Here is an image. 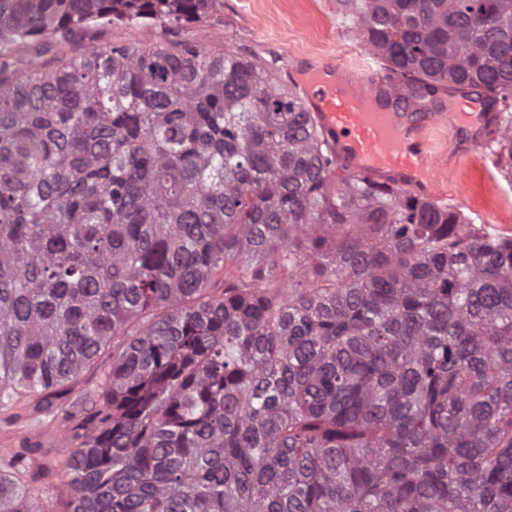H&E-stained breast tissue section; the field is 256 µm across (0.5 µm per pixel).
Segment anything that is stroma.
<instances>
[{"instance_id":"1","label":"stroma","mask_w":512,"mask_h":512,"mask_svg":"<svg viewBox=\"0 0 512 512\" xmlns=\"http://www.w3.org/2000/svg\"><path fill=\"white\" fill-rule=\"evenodd\" d=\"M191 39L211 54L230 50L237 55L274 62L284 84L298 82L287 68L290 57L319 62L339 61L363 69L370 61L356 34L344 22L338 0H220L203 22L167 30L156 24L116 21L89 25L67 43L68 53L79 54L93 47L128 44L148 47ZM429 147L446 158L449 205L471 223L485 222L487 229L512 234V176L493 168L487 150H468L462 135L451 126H441L429 136ZM69 421L39 417L28 405L0 409V442L16 445L22 440L39 441L44 452L37 456L33 474L48 496H56L59 481L50 464L72 454L67 440Z\"/></svg>"}]
</instances>
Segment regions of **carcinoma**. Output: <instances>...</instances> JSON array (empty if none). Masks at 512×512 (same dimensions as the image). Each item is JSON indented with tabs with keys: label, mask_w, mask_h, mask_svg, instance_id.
Instances as JSON below:
<instances>
[{
	"label": "carcinoma",
	"mask_w": 512,
	"mask_h": 512,
	"mask_svg": "<svg viewBox=\"0 0 512 512\" xmlns=\"http://www.w3.org/2000/svg\"><path fill=\"white\" fill-rule=\"evenodd\" d=\"M340 3L411 97L512 100V0ZM218 4L0 0V405L76 420L65 509L24 443L0 512H512V235L336 179L266 63L191 40L4 54ZM56 52L55 49L38 51L32 44H17L10 49L14 61L18 62L21 67H25L21 64L24 63L23 61L30 59L38 66L51 67L55 65ZM112 369V345H108L97 357L93 367L86 373L81 384L72 393L71 397H76L86 391H93L97 384L104 381L107 374Z\"/></svg>",
	"instance_id": "1"
}]
</instances>
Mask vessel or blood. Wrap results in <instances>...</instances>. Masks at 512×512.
<instances>
[{"instance_id": "b4317fda", "label": "vessel or blood", "mask_w": 512, "mask_h": 512, "mask_svg": "<svg viewBox=\"0 0 512 512\" xmlns=\"http://www.w3.org/2000/svg\"><path fill=\"white\" fill-rule=\"evenodd\" d=\"M301 90L339 170L431 200L447 198L448 187L441 162L426 148V130L444 123L459 130L477 126L476 147L497 134L496 120L483 112L476 93L435 112L407 96L393 75L374 71L357 80L349 66L313 63Z\"/></svg>"}]
</instances>
